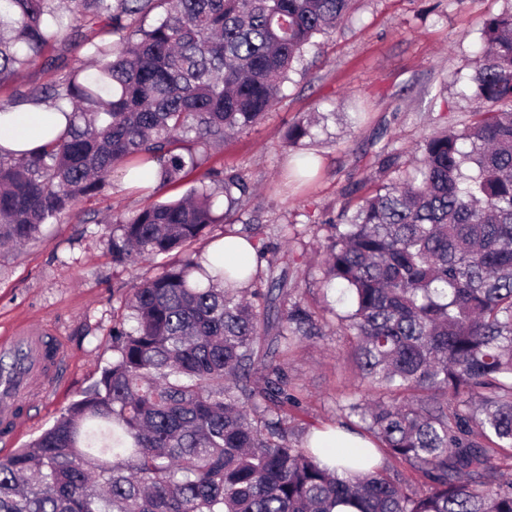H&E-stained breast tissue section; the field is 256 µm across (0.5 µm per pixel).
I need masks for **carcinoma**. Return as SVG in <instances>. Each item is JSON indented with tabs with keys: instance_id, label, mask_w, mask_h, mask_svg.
Masks as SVG:
<instances>
[{
	"instance_id": "1",
	"label": "carcinoma",
	"mask_w": 512,
	"mask_h": 512,
	"mask_svg": "<svg viewBox=\"0 0 512 512\" xmlns=\"http://www.w3.org/2000/svg\"><path fill=\"white\" fill-rule=\"evenodd\" d=\"M352 0H0V84L63 33L90 65L47 57L55 79L18 99L66 128L21 158L0 153V246L36 241L117 168L199 169L207 147L257 123L304 49ZM162 14L148 27L128 20ZM477 107L424 141L404 175L327 228L326 280L373 399L348 414L376 451L423 479L409 493L376 464L352 478L288 427L298 401L277 356L324 316L271 280L264 303L193 246L250 195L239 172H206L184 197L112 217L116 264L166 259L112 325V363L31 446L0 456V512H512V7L490 17L474 61ZM312 123L288 129V142ZM385 143L379 172L399 169ZM228 201L212 207L211 185Z\"/></svg>"
}]
</instances>
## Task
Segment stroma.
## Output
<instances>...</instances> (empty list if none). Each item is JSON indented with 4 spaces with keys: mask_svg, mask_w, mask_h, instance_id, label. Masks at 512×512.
I'll list each match as a JSON object with an SVG mask.
<instances>
[{
    "mask_svg": "<svg viewBox=\"0 0 512 512\" xmlns=\"http://www.w3.org/2000/svg\"><path fill=\"white\" fill-rule=\"evenodd\" d=\"M511 6L512 0H356L349 20L305 50L264 118L210 150L205 170L238 172L253 185L242 209L250 223L245 236L286 253L291 282L308 303L338 306V291L324 286L317 220L372 191L374 155L385 142L408 160L425 138L468 118L483 23ZM312 115L319 118L312 137L287 143L289 125ZM193 185L190 178L161 184L152 168L131 187L117 170L70 217L43 225L39 242L0 249V335L38 323L68 357L62 386L50 397H30V421L16 447L49 428L99 379L113 357L112 324L126 295L161 271L156 261L113 263L106 245L113 215L179 198ZM290 224L304 234L286 238ZM285 370L299 399L295 434L350 425L340 406L362 383L344 337L328 328L301 339Z\"/></svg>",
    "mask_w": 512,
    "mask_h": 512,
    "instance_id": "1",
    "label": "stroma"
}]
</instances>
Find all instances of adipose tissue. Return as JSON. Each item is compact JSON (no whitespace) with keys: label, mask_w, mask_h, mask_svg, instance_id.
Segmentation results:
<instances>
[{"label":"adipose tissue","mask_w":512,"mask_h":512,"mask_svg":"<svg viewBox=\"0 0 512 512\" xmlns=\"http://www.w3.org/2000/svg\"><path fill=\"white\" fill-rule=\"evenodd\" d=\"M65 126L60 113L41 105H25L13 112L0 113V148L21 153L43 146Z\"/></svg>","instance_id":"ef3b65f1"}]
</instances>
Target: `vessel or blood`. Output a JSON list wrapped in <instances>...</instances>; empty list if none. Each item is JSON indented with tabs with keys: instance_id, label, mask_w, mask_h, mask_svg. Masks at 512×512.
<instances>
[{
	"instance_id": "b4317fda",
	"label": "vessel or blood",
	"mask_w": 512,
	"mask_h": 512,
	"mask_svg": "<svg viewBox=\"0 0 512 512\" xmlns=\"http://www.w3.org/2000/svg\"><path fill=\"white\" fill-rule=\"evenodd\" d=\"M24 351L25 359L16 376L0 383V444L9 445L26 425L28 416L22 407L35 392L50 395L53 386L66 371L67 359L61 345H48L46 330L26 325L0 336V354Z\"/></svg>"
}]
</instances>
